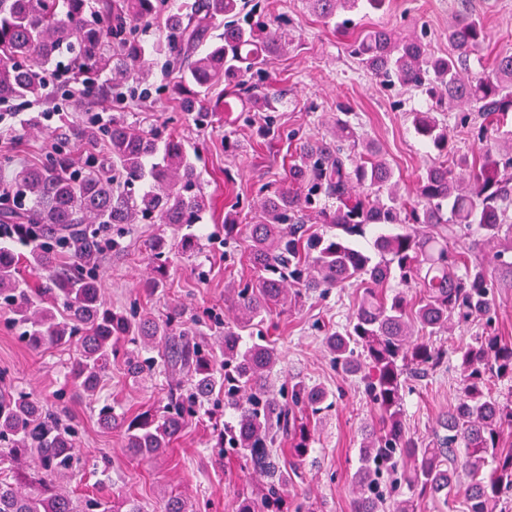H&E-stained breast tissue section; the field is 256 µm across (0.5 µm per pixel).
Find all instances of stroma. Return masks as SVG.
Listing matches in <instances>:
<instances>
[{
    "mask_svg": "<svg viewBox=\"0 0 512 512\" xmlns=\"http://www.w3.org/2000/svg\"><path fill=\"white\" fill-rule=\"evenodd\" d=\"M265 6L272 17L288 18L287 31L293 38L292 46L267 69V83L283 92L276 113L277 134H261L259 124L224 111L216 112L209 125L197 126L184 121L172 99L160 103L148 97L126 108L124 118L131 124L166 117L168 131L197 149V167L211 201L204 216L211 238L198 259L172 255L166 288L151 293L144 287L150 275L145 245L157 227L135 225L124 238V251L99 255L104 297L113 309L134 305L161 319L178 304L204 319L232 318L227 286L249 280L251 272L241 256L224 253V217L233 210L249 214L261 188L285 181L300 139L328 134L338 104L352 106V122L364 139L381 145L402 190L414 188L427 164L426 148L412 125L413 112L428 106L426 95L382 88L349 56L343 39L312 14L305 0H265ZM464 7L492 34L471 61V72L478 73L495 55L512 52V0H469L465 5L460 0H390L383 10L368 12L359 27L382 26L405 34L423 30L432 49L444 53L448 23ZM55 106L52 100L16 102L17 120L0 124V157H11L18 165L41 160L53 150L62 124L85 125L89 109H101L102 102L76 94L62 117L56 115ZM34 115L40 116L41 128L30 132L26 126ZM358 297L353 286L303 297L295 307L274 316L275 327L268 332L282 357L275 387L302 380L321 384L333 395L332 409L311 423L313 444L307 459L297 462L287 453L279 455V464L290 477L288 488L304 512H351L352 476L363 429L379 420L354 378L333 364L325 344L326 330L348 322ZM474 332V327L454 324L434 336V345L447 351L448 362L410 382L404 423L411 435L430 437L439 416L457 400V351ZM67 360L66 353L28 347L0 317V389L19 387L32 393L57 408L63 422L75 428L86 462L70 481L76 497H132L147 512H159L163 492L173 491L191 499L195 512H235L237 491L261 486L262 476L213 449V429L224 421L220 406L192 419L163 455L130 457L120 433L98 424L91 402L73 397L64 382ZM166 386V377L158 375L132 382L118 362L104 377L97 396L112 401L118 412L134 414L163 397Z\"/></svg>",
    "mask_w": 512,
    "mask_h": 512,
    "instance_id": "35a3bbf8",
    "label": "stroma"
}]
</instances>
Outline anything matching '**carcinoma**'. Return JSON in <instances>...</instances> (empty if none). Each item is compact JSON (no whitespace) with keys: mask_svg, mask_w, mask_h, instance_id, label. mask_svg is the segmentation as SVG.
<instances>
[{"mask_svg":"<svg viewBox=\"0 0 512 512\" xmlns=\"http://www.w3.org/2000/svg\"><path fill=\"white\" fill-rule=\"evenodd\" d=\"M307 3L345 37L356 27L354 16L380 10L386 0ZM160 14L166 41L150 44L140 32ZM215 22L224 24V33L212 39ZM486 39L484 24L463 9L448 24L446 54L432 51L422 36L387 28L347 42L381 86L425 92L431 105L413 113V128L434 158L413 197L403 195L381 148L361 139L350 107H338L330 135L299 144L287 184L263 194L251 221L224 225L226 245L245 235L252 275L235 291L234 320L219 330L180 306L162 319L117 312L105 301L97 273L96 255L122 249L135 224L159 225L148 244L151 293L163 287L170 263L168 228L180 233L186 258L204 249L210 203L177 136L163 134L158 124L133 127L118 112L105 125L72 130L38 163L14 168L0 157V181L19 200L0 202V226L27 248L20 255L0 247V313L29 346L68 354L64 379L78 398L94 400L118 360L135 382L145 373L186 372L165 403L134 415L116 412L107 400L98 403L99 423L120 430L135 457L161 455L187 418L224 396L234 419L219 431L215 447L273 478L267 491L240 495L236 512H288V472L276 461L277 447L288 442L289 454L302 460L311 420L330 407L331 393L299 380L290 398L278 399L276 344L264 336L245 344L242 332L306 295L359 282L356 310L326 336L336 368L358 379L379 411L378 425L365 428L358 449L352 512L383 509L384 468L400 473L413 496L395 512H415L416 499L446 502L458 491L463 512H503L499 504L512 492V340L500 335L491 313L496 296L512 290V151L499 148L500 138L512 140V130H502L512 112V53L468 76L470 58ZM285 47L263 0H187L177 7L169 0H99L93 11L87 0H0V103L46 96L41 77L60 63L88 94L109 78L112 104L119 107L149 95L151 60L162 55L179 79L184 119L206 122L217 111L211 89L220 84L224 111L244 103L246 112H272L279 91L253 78ZM453 108L481 119L470 130L478 161L448 156V125L437 114ZM91 141L104 142L107 152L77 166L70 146ZM313 219L335 233L313 229ZM382 224H399L401 231L377 234L371 255L358 239ZM24 268L45 286L29 287ZM392 278L415 294H383ZM451 322L482 327L460 350V397L433 436L419 439L403 423L407 379L448 362L431 337ZM149 351L157 356L143 357ZM79 462L73 430L56 411L22 389L0 392V512H144L133 499L73 497L67 483ZM162 512H193V505L172 494Z\"/></svg>","mask_w":512,"mask_h":512,"instance_id":"obj_1","label":"carcinoma"}]
</instances>
